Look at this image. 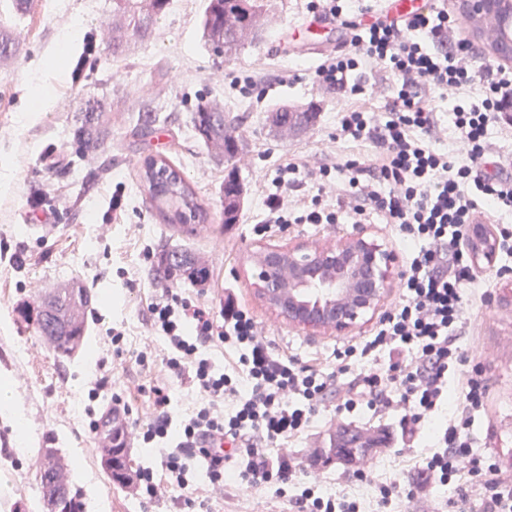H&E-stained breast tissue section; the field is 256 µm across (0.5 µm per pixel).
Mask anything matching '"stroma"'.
<instances>
[{
    "instance_id": "obj_1",
    "label": "stroma",
    "mask_w": 512,
    "mask_h": 512,
    "mask_svg": "<svg viewBox=\"0 0 512 512\" xmlns=\"http://www.w3.org/2000/svg\"><path fill=\"white\" fill-rule=\"evenodd\" d=\"M263 38L231 55L215 56L201 26L206 0H171L150 39L131 44L119 56L99 55L93 67L75 65L86 41L105 46L112 38V0H29L16 14L12 0H0V26L13 38L15 51L0 60V377L14 387L13 415L0 413V512H42L36 472L44 449H58L69 463L85 512H187L197 488L173 490L147 499L134 485L110 481L103 452L89 429L121 393L126 410L128 467L159 466L162 451L147 448L135 437L137 423L149 415L147 391L168 385L172 417L181 420L202 402L203 393L189 378L172 376L161 363L142 367L137 351L147 343L162 346L152 335L147 306L166 288L205 299L213 308L224 302L225 289L256 320L276 352L306 360L318 359L324 372L336 369L334 350L361 341L379 320L367 315L344 336L305 335L279 322L259 303L246 262L260 243L326 241L353 232L349 223L291 224L256 236L252 227L264 219L265 188L284 159L297 158L319 166L336 156L369 158L379 146L373 141L344 142L336 138L339 112L350 108L382 115L394 93L384 65L368 68L364 78L372 91L355 100L338 89L319 88L312 80L320 57L304 55L293 42L282 43L285 29L295 40L310 33L299 22L308 15L307 0H274ZM73 43L61 66H47L67 30ZM260 74L261 91L243 92L240 80ZM47 84L52 97L43 111L22 116L19 108L35 82ZM222 107L233 117L243 149L234 161L244 185L238 223L224 221L220 188L226 172L222 157L192 131L198 104ZM312 108L316 121L298 133L275 132L265 117L278 105ZM92 112L112 115V141L103 149L79 153L73 130ZM157 115L167 131L163 149L136 128L140 113ZM160 154L181 167L190 186L208 210L204 226L189 233L164 220L139 189L138 171L146 156ZM41 192L53 216L48 229L26 227L27 199ZM123 200L119 220L102 231L113 196ZM195 254L210 273L202 285L186 278L166 284L155 278L146 251L163 254L171 247ZM481 277L491 279L486 298L469 297L463 343L480 363L489 384L488 407L474 422L476 450L496 458L502 472L512 475V307L497 305L500 273L512 269V257L491 265L476 261ZM89 289L96 298L87 318L84 347L72 357L57 356L37 334L23 309L41 295L70 287ZM122 330V349L109 347L107 328ZM110 386L92 396L99 372ZM398 412L376 414L363 409L338 415L333 405L317 412L312 426L289 444L299 478L317 477L324 492L355 495L363 512H375L374 483L357 481L355 465H323L315 453L338 424H351L369 434L396 433ZM435 441L423 435L410 446L392 442L372 449L365 462L377 481L396 480L416 487L414 498L393 503L387 512H448L455 498L452 486L430 482L420 461ZM278 498L269 489L229 481L212 498L208 512H291L294 486Z\"/></svg>"
}]
</instances>
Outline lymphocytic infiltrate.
<instances>
[{
	"label": "lymphocytic infiltrate",
	"instance_id": "1",
	"mask_svg": "<svg viewBox=\"0 0 512 512\" xmlns=\"http://www.w3.org/2000/svg\"><path fill=\"white\" fill-rule=\"evenodd\" d=\"M309 10L346 21L352 30L350 50L325 56L315 69L318 86L366 95L364 82L350 76L374 63L384 64L396 85L382 122L360 109L340 114L337 139L380 145L373 159L320 166V179L339 183L344 210L318 196L298 199L310 170L293 158L281 164L266 195L267 224H335L343 216L360 224L375 214L395 225L407 255L400 301L370 336L337 351L335 374L348 372L355 357L376 352L387 354L388 363L369 365L357 384L340 392L336 410L399 411L402 434L411 437L455 401L448 420L434 423L439 448L423 459V472L434 482L457 485L453 512H512V478L503 476L493 456L474 451L473 425L488 405L489 386L481 364L471 363L460 341L467 292L484 285L471 258L469 227L485 219L493 242L512 252V225L499 221L512 211V176L488 137L494 125L503 138H512V68H476L471 41L441 0L397 20L369 7L360 20H347L342 0H310ZM428 97L453 100L465 163L431 149L441 129L424 103ZM267 224L256 226V233H265ZM147 310L150 326L165 340L168 371L190 376L208 401L177 422L165 387H153V416L137 438L165 452L160 469L135 472L146 496L185 488L200 477L217 493L229 474L251 486L296 483L287 455L271 450L309 429L332 376L275 353L233 296H225L215 312L169 289ZM205 343L233 351L226 370L201 356ZM243 379L249 384L244 394L238 388ZM230 397L237 403L228 414L222 404ZM219 438L225 448L214 447Z\"/></svg>",
	"mask_w": 512,
	"mask_h": 512
}]
</instances>
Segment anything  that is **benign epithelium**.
Here are the masks:
<instances>
[{"instance_id":"7a95c632","label":"benign epithelium","mask_w":512,"mask_h":512,"mask_svg":"<svg viewBox=\"0 0 512 512\" xmlns=\"http://www.w3.org/2000/svg\"><path fill=\"white\" fill-rule=\"evenodd\" d=\"M500 16L512 20V0H480L477 23ZM248 262L261 302L313 335L351 332L403 276L398 257L365 230L325 244L260 245Z\"/></svg>"}]
</instances>
